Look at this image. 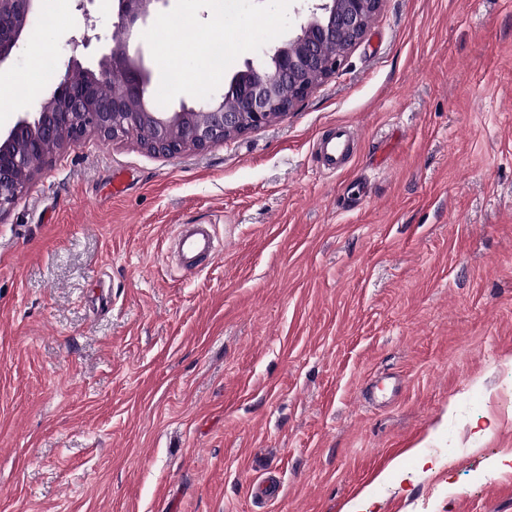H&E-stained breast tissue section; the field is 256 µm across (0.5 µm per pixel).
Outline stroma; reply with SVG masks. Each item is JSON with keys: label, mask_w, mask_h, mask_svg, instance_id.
Instances as JSON below:
<instances>
[{"label": "stroma", "mask_w": 512, "mask_h": 512, "mask_svg": "<svg viewBox=\"0 0 512 512\" xmlns=\"http://www.w3.org/2000/svg\"><path fill=\"white\" fill-rule=\"evenodd\" d=\"M303 6L168 0L141 35L154 85L222 93ZM83 28L59 0L58 73ZM216 38L223 70L172 87ZM40 54L0 68L1 128L40 98ZM340 123L360 146L329 174ZM181 224L224 245L202 272L174 265ZM381 377L399 390L369 405ZM504 396L512 0H384L281 120L174 157L89 135L0 220V512H512ZM359 137L344 124H336L317 141V160L320 168L329 173L343 170L353 157Z\"/></svg>", "instance_id": "obj_1"}]
</instances>
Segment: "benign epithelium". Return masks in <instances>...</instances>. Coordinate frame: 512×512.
I'll list each match as a JSON object with an SVG mask.
<instances>
[{
	"label": "benign epithelium",
	"instance_id": "benign-epithelium-1",
	"mask_svg": "<svg viewBox=\"0 0 512 512\" xmlns=\"http://www.w3.org/2000/svg\"><path fill=\"white\" fill-rule=\"evenodd\" d=\"M95 0H76L83 32L68 42L67 73L49 86L31 111L22 112L0 133V221L25 191L32 175L59 151L76 147L90 134L106 139L135 136L149 153L175 156L203 151L288 115L317 84L344 64L365 37L383 0H317L307 6L299 30L265 55L258 65L230 80L220 96L205 95L192 106L160 110L150 87L151 71L142 47L130 51L136 28L147 25L164 0H118L117 28L123 41L102 54L97 67L79 60L107 41L92 15ZM41 0H0V65L27 41Z\"/></svg>",
	"mask_w": 512,
	"mask_h": 512
}]
</instances>
